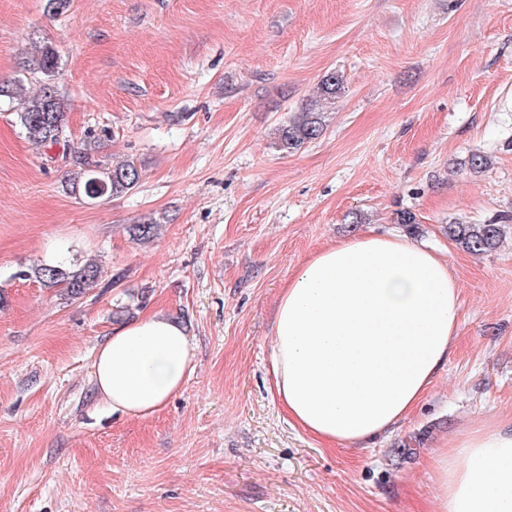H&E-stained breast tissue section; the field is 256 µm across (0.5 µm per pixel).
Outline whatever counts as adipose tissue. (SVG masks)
Returning a JSON list of instances; mask_svg holds the SVG:
<instances>
[{
	"label": "adipose tissue",
	"mask_w": 512,
	"mask_h": 512,
	"mask_svg": "<svg viewBox=\"0 0 512 512\" xmlns=\"http://www.w3.org/2000/svg\"><path fill=\"white\" fill-rule=\"evenodd\" d=\"M458 282L422 243L369 232L318 251L282 288L271 368L289 418L331 444L364 443L407 418L453 351ZM195 351L154 313L115 328L94 361L99 396L146 417L184 388ZM437 512H512V423H487L434 458Z\"/></svg>",
	"instance_id": "1"
}]
</instances>
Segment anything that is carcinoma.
Wrapping results in <instances>:
<instances>
[{
	"label": "carcinoma",
	"instance_id": "cac0c4a2",
	"mask_svg": "<svg viewBox=\"0 0 512 512\" xmlns=\"http://www.w3.org/2000/svg\"><path fill=\"white\" fill-rule=\"evenodd\" d=\"M60 55L48 43L35 47V55L27 61L31 73H39L44 82L39 91L25 95L19 82L0 85V97L19 100L14 112L15 124L31 142L43 147L63 146V159L70 161L73 170L65 180V187L72 195L89 200L121 196L132 192L140 181L138 167L123 161L110 167L93 158L97 145L94 139L83 143L79 149L69 146L66 125V102L58 92L55 80L59 74ZM342 89V79L336 73L325 75L319 85L317 99L278 132L280 151L291 153L318 139L323 132L322 111L334 103ZM159 222L149 220L128 227L132 240L145 243L157 235ZM502 235V226L488 224H450L448 237L464 250L474 254L493 251ZM34 277L48 288L63 287L72 299H79L96 288L102 280L104 266L99 262L66 264L59 261H41L31 266Z\"/></svg>",
	"mask_w": 512,
	"mask_h": 512
}]
</instances>
